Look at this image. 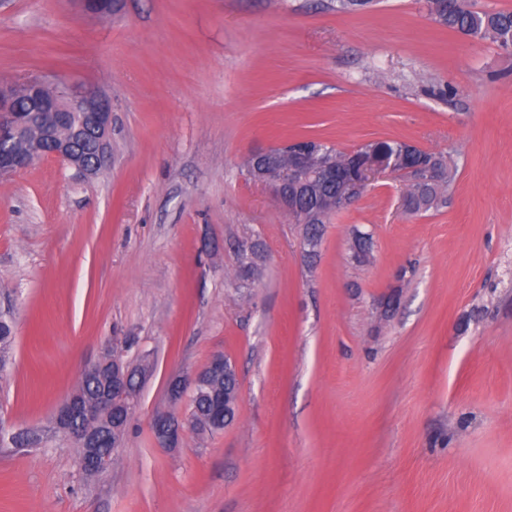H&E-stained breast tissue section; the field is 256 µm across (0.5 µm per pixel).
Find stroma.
<instances>
[{
  "label": "stroma",
  "mask_w": 512,
  "mask_h": 512,
  "mask_svg": "<svg viewBox=\"0 0 512 512\" xmlns=\"http://www.w3.org/2000/svg\"><path fill=\"white\" fill-rule=\"evenodd\" d=\"M38 75L110 97L112 164L0 179V434L48 425L113 339L153 371L98 476L66 439L0 443V512H512V51L427 0H0V83ZM304 136L407 141L455 181L411 215L380 177L309 265L242 167ZM255 237L244 281L231 244ZM217 354L235 420L158 447L168 380ZM13 325L10 317L6 314L0 315V371L2 372L10 358L13 349Z\"/></svg>",
  "instance_id": "1"
}]
</instances>
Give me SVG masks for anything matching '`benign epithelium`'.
<instances>
[{
  "mask_svg": "<svg viewBox=\"0 0 512 512\" xmlns=\"http://www.w3.org/2000/svg\"><path fill=\"white\" fill-rule=\"evenodd\" d=\"M46 86L47 83L42 79L28 80L25 89L28 107L23 109L18 104V87L0 84V177L27 169L37 158L54 160L85 177L99 175L111 159L110 100L98 90L66 80L60 81L50 96L46 95ZM72 114L79 116L78 130L94 141V151L88 158L84 157L73 136L61 137L57 134V130L68 123ZM30 127L42 130L41 143L33 154L16 148L20 134ZM292 154L293 166L288 172L282 173L276 168V149L254 152L253 166L248 173L254 182L269 187L277 204L289 214L297 211L298 197L288 193L286 184L298 186L312 175L309 172V155L301 150H294ZM395 170L396 165L386 160L367 164L361 168L358 179H346L341 183L337 198L350 206L357 202L367 185L376 177ZM312 176L328 182L333 176V170L324 165ZM229 363L228 357L217 356L192 376L169 379L166 393L170 403L187 400L206 374L216 373L221 366ZM108 367L112 369V389L91 403L75 392L70 393L55 411L56 431H67L77 418L90 420L95 416L113 413L120 407L133 409L139 406L140 391L130 387L131 370L128 363L118 357L107 354L86 366L82 375L87 378L97 377ZM187 430L188 427L174 420L168 412L157 413L151 419L154 441L161 448L177 447Z\"/></svg>",
  "mask_w": 512,
  "mask_h": 512,
  "instance_id": "1",
  "label": "benign epithelium"
}]
</instances>
